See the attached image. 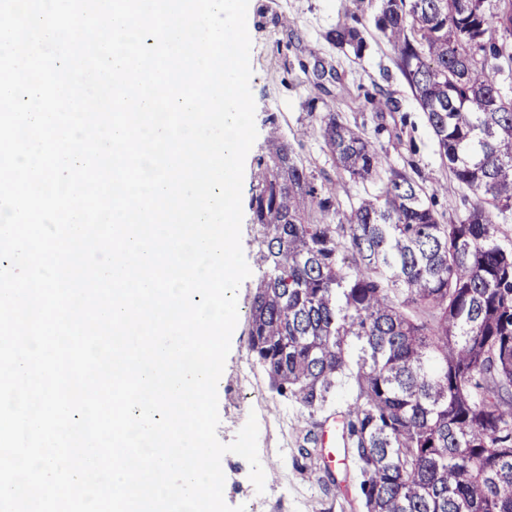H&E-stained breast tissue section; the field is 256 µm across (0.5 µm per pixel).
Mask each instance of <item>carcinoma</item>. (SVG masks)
Returning <instances> with one entry per match:
<instances>
[{
    "label": "carcinoma",
    "instance_id": "1",
    "mask_svg": "<svg viewBox=\"0 0 512 512\" xmlns=\"http://www.w3.org/2000/svg\"><path fill=\"white\" fill-rule=\"evenodd\" d=\"M272 23L302 43L294 18ZM356 60L386 44L467 191L465 214L444 223L448 183L425 184L390 165L377 135L386 115L409 116L378 84L348 93L375 135L329 111L298 129L319 136L337 176L316 179L267 119L248 207L261 275L247 312L248 351L271 391L309 414L336 392L362 512H512V0H349L323 35ZM309 112L344 74L304 45ZM370 182L343 219L344 176ZM308 429L298 453L318 455Z\"/></svg>",
    "mask_w": 512,
    "mask_h": 512
}]
</instances>
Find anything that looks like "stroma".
Listing matches in <instances>:
<instances>
[{
	"label": "stroma",
	"instance_id": "stroma-1",
	"mask_svg": "<svg viewBox=\"0 0 512 512\" xmlns=\"http://www.w3.org/2000/svg\"><path fill=\"white\" fill-rule=\"evenodd\" d=\"M263 1L273 11L293 17L301 38L316 44H321L322 33L335 24L346 5V0H249V11H256ZM248 31L252 40L250 88L256 105L258 132L252 149L257 152L266 142L268 115L276 116L279 131L288 140L302 123L308 122L309 116L303 73L297 69L288 75L283 72V55L277 46L280 33L270 25L260 28L252 24ZM322 52L324 56L334 57L350 85L368 86L376 82L400 99L411 121L407 134L412 137L416 149L411 152L406 145L400 144L393 128L378 132L379 143L393 166L401 168L412 164L423 181L447 182V218L452 222L458 221L464 212L461 192L448 168L439 160L432 132L394 65L391 49L382 43L373 44L370 54L356 62L335 55L327 46H323ZM254 285V279H246L238 291V323L217 386L220 418L217 436L222 443H231L249 414H256L258 452L266 475L265 491L261 494L256 492L249 479L248 463L242 457L229 453L222 459L226 478L225 500L231 506H245L246 512H360L356 495L351 493L340 498L335 490L339 484L351 489L356 486L357 472L351 459L332 464L318 461L314 472L306 475L296 470L301 430L311 419L316 420L319 430H326L348 392L340 390L331 407L313 417L294 403L274 396L264 370L247 353L246 314Z\"/></svg>",
	"mask_w": 512,
	"mask_h": 512
}]
</instances>
